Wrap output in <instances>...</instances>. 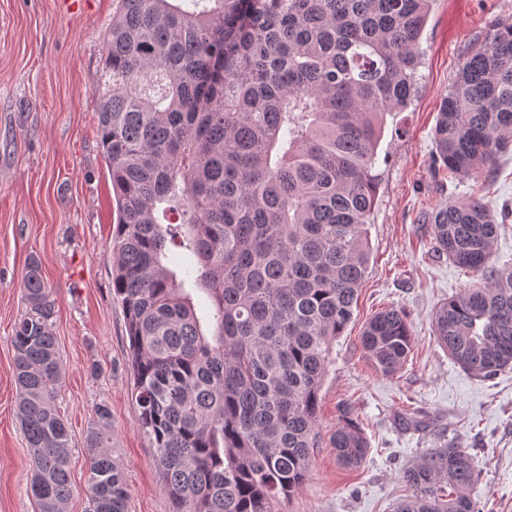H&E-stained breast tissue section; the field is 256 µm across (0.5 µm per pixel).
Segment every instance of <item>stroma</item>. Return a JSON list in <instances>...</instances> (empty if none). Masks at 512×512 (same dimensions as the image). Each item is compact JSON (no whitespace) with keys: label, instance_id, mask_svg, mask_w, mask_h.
I'll list each match as a JSON object with an SVG mask.
<instances>
[{"label":"stroma","instance_id":"obj_1","mask_svg":"<svg viewBox=\"0 0 512 512\" xmlns=\"http://www.w3.org/2000/svg\"><path fill=\"white\" fill-rule=\"evenodd\" d=\"M512 20V0H433L421 35L418 93L387 116L378 150L370 262L354 319L337 339L317 413L311 473L284 512H393L400 476L438 439L474 461L477 512H512V367L485 380L463 370L433 334L435 308L472 285L436 258L429 215L478 197L512 209V150L494 168L454 175L434 160L433 131L456 70L491 26ZM112 0H0V512H37L32 461L17 415L12 336L26 311L22 279L38 261L54 302L62 378L55 404L70 428L73 496L86 512L96 407L112 412V455L128 485L127 512H171L150 441L131 400L130 343L112 292V182L99 144L104 37ZM403 311L415 336L405 367L386 375L360 336L374 313ZM349 403L371 440L360 467L337 464L330 439ZM425 411L423 431L399 426L405 406Z\"/></svg>","mask_w":512,"mask_h":512}]
</instances>
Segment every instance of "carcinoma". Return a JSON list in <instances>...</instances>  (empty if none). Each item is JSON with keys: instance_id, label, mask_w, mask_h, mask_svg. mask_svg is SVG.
I'll list each match as a JSON object with an SVG mask.
<instances>
[{"instance_id": "obj_1", "label": "carcinoma", "mask_w": 512, "mask_h": 512, "mask_svg": "<svg viewBox=\"0 0 512 512\" xmlns=\"http://www.w3.org/2000/svg\"><path fill=\"white\" fill-rule=\"evenodd\" d=\"M431 0H113L97 99L112 181V291L131 349L138 427L172 512H281L309 477L319 392L369 261L384 119L417 93ZM437 160L467 176L512 146V21L461 63L433 133ZM432 251L478 283L439 305L448 357L490 379L512 365V267L491 262L498 224L479 198L428 218ZM180 251V267L169 253ZM205 294L209 316L194 303ZM15 326L17 410L39 512L73 495L69 428L54 407V305L32 262ZM385 375L414 336L388 308L361 336ZM336 460L371 443L345 404ZM87 441L90 512H125L112 412ZM406 408L399 424L426 428ZM394 512H475L472 457L438 442L402 472Z\"/></svg>"}]
</instances>
